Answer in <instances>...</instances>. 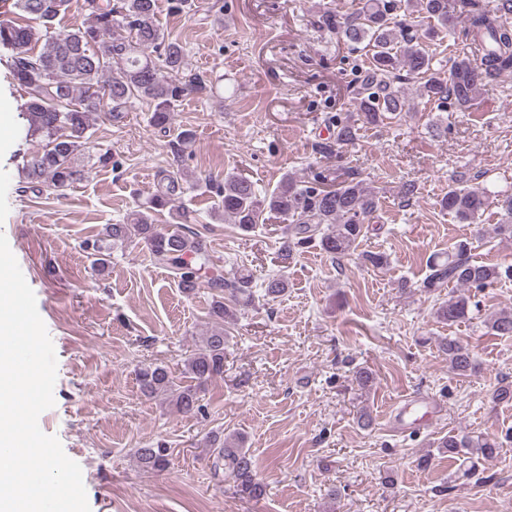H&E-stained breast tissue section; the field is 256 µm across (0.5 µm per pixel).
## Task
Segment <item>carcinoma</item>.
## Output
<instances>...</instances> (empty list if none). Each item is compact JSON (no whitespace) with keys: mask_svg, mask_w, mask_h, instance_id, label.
I'll list each match as a JSON object with an SVG mask.
<instances>
[{"mask_svg":"<svg viewBox=\"0 0 512 512\" xmlns=\"http://www.w3.org/2000/svg\"><path fill=\"white\" fill-rule=\"evenodd\" d=\"M68 4L69 0H14L18 20L0 22V44L14 52L13 79L27 94L23 111L28 131L45 141L43 151L27 164V178L50 189L67 187L80 178L75 155L94 114L119 124L126 118L127 107L140 101L149 108L151 124L166 130L175 102L191 91L181 80L182 46L156 23L157 0H83L91 24L58 31L55 21ZM402 11L434 22L452 42L455 53L448 71L433 66L435 56L427 36L402 18ZM318 25L368 55V66L350 93L359 121L369 126L401 119L409 105V80H419L420 95L439 111L452 107L468 112L486 84L512 69V0H503L494 11L481 0H360L359 7L346 14L323 10ZM40 40L43 45L37 51ZM358 130L351 117L336 119V146L355 144ZM204 180L220 198L217 212L242 234L253 232L273 216L286 221L279 247L284 260L311 243L337 261L349 259L380 205L378 193L361 180L330 185L325 176L305 181L289 175L272 191L235 173L222 180L206 175ZM179 190L178 177L167 176L145 204L130 211L125 222L108 225L107 233L114 245L134 240L143 244L171 269L182 292L191 295L201 287L202 274L213 268L201 237L164 231L154 224V214L167 208ZM441 206L461 224L476 223L493 206L500 215L493 232L512 238L511 186L491 191L450 185ZM507 273L512 275V268L472 260L469 243L460 241L446 259L429 263L423 288L437 297L435 318L451 325L470 319L477 304L464 292L442 297L449 283L480 290ZM207 284L215 291L210 316L216 326L185 361V373L193 383H177L161 365H144L138 372L144 395H165L171 406L185 414L201 409L199 388L224 374L228 343L224 324L255 306L251 275L241 270L211 272ZM262 288V300H274L288 290V281L274 274ZM485 325L494 336H512V308L490 315ZM440 351L457 375L477 370L469 347L460 339L443 338ZM489 399L496 405L512 403V384H498ZM437 447L462 461L463 476L480 484L479 462L495 458L501 442L488 434H451L441 438ZM170 456L171 449L162 445L136 450L137 461L146 471L165 470ZM213 466L224 470L240 495L252 500L265 495L266 487L241 437L229 435L218 444Z\"/></svg>","mask_w":512,"mask_h":512,"instance_id":"1","label":"carcinoma"}]
</instances>
